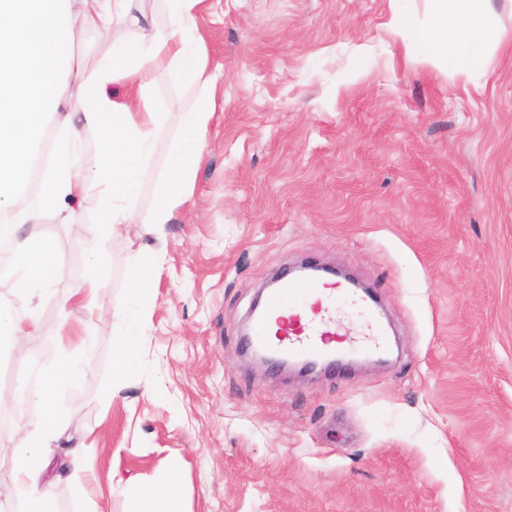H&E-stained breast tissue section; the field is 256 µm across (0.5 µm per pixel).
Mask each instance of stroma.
<instances>
[{
	"label": "stroma",
	"instance_id": "35a3bbf8",
	"mask_svg": "<svg viewBox=\"0 0 512 512\" xmlns=\"http://www.w3.org/2000/svg\"><path fill=\"white\" fill-rule=\"evenodd\" d=\"M482 77L409 55L393 15L425 0H203L221 65L217 112L192 196L163 234L123 224L105 242L92 313L60 306L86 273L84 226L27 224L66 273L37 333L0 352V512H20L12 448L32 392L80 324L83 377L58 400L67 447L86 445V499L51 487L55 512H125L133 485L180 466V512H512V0ZM173 101L142 177L148 214L197 93ZM156 257L137 373L114 389L112 338L129 305V256ZM333 263L380 296L395 360L315 378L274 372L244 343L259 289L296 262Z\"/></svg>",
	"mask_w": 512,
	"mask_h": 512
}]
</instances>
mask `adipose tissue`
<instances>
[{"label":"adipose tissue","mask_w":512,"mask_h":512,"mask_svg":"<svg viewBox=\"0 0 512 512\" xmlns=\"http://www.w3.org/2000/svg\"><path fill=\"white\" fill-rule=\"evenodd\" d=\"M168 21L159 27L148 18L142 0H0V236L23 224L53 218L73 221L78 199L98 193L101 205L86 233L99 245L111 229L133 223L142 173L149 165L166 112L150 88L157 74L200 91L186 112L159 179L156 201L146 221L155 230L170 223L186 204L214 116L217 79L210 69L207 44L196 23L202 0H162ZM430 22L416 25L408 15L394 22L398 34L412 33L424 57L435 63L480 75L488 49L499 46L505 32L494 18L490 0H426ZM101 39L96 61L87 64L69 50L80 33ZM123 83L130 101L108 92ZM63 129L49 159L33 169L31 148L48 121ZM96 166L88 168L87 154ZM38 186L28 189L30 177ZM130 294L137 305L113 341L114 377L137 369L136 349L153 303L157 275L154 258L137 253L127 262ZM64 273L53 240L30 234L13 247L0 288V348L19 344L36 332L37 311L49 289ZM82 373L77 357L62 352L32 395L22 428L26 444L13 451L14 480L25 493L29 512H53L48 488L51 457L66 432L56 388ZM179 492L174 475L159 483L144 482L132 494L126 512H177Z\"/></svg>","instance_id":"1"}]
</instances>
